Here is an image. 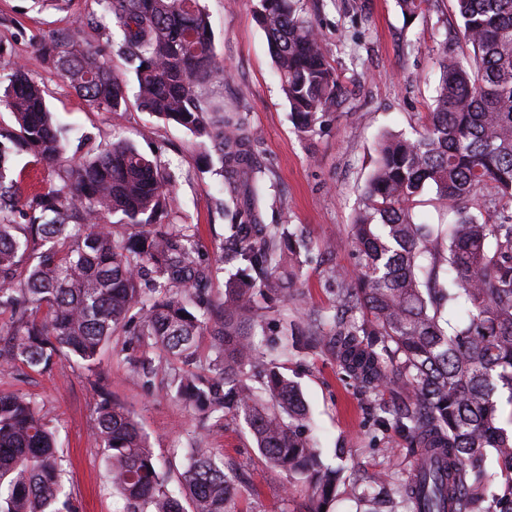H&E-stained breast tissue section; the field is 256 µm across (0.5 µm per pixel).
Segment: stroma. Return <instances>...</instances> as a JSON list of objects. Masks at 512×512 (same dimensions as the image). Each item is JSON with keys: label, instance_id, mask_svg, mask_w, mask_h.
Instances as JSON below:
<instances>
[{"label": "stroma", "instance_id": "obj_1", "mask_svg": "<svg viewBox=\"0 0 512 512\" xmlns=\"http://www.w3.org/2000/svg\"><path fill=\"white\" fill-rule=\"evenodd\" d=\"M200 3L210 16L221 67L219 80L204 92L248 118L257 160L272 187L265 223L288 225L313 246L286 312L289 324L298 325L309 313L335 306L332 268L356 264L339 241L355 218L379 139L387 133L412 134L426 122L440 76V44L460 54L468 48L457 38L459 20L451 0H435L429 15L410 23L395 0H299L348 89L343 107L305 138L280 90L266 35L253 20L257 0ZM61 32L103 44L112 23L98 0H69L60 9L43 0H0V88L8 85L14 67L22 66L48 89L49 105L69 126L71 140L88 136L99 145L122 140L157 156L174 178V223L194 226L205 259L219 269L225 235L219 178L203 163L198 139L134 104L119 117L90 111L38 49ZM330 241L337 244L331 252L324 248ZM225 277L219 269L211 290L214 302L224 299ZM141 354L135 337L122 332L102 349L93 373L73 359L49 372L24 366L0 372V393L32 398L54 428L65 490L79 512H127L94 433L101 393L134 414L170 487H178L188 451L199 440L231 459L244 475L233 512H306L312 499L308 483L286 470L267 468L242 423L204 418L167 394L160 378L148 383L134 375L130 360ZM281 367L302 391L309 433L323 463L344 470L330 512H380V501L362 495L366 482L389 471L396 483H405L417 464V451L405 435L376 424L381 406L406 404V397L389 389L375 397L364 394L329 354L317 349L292 352Z\"/></svg>", "mask_w": 512, "mask_h": 512}]
</instances>
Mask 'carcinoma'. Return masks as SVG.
<instances>
[{
    "label": "carcinoma",
    "instance_id": "carcinoma-1",
    "mask_svg": "<svg viewBox=\"0 0 512 512\" xmlns=\"http://www.w3.org/2000/svg\"><path fill=\"white\" fill-rule=\"evenodd\" d=\"M112 18L126 72L112 68L109 45L63 32L43 46L49 65L90 109H127L125 73L137 105L210 144L223 177L228 220L224 302L207 293L217 269L207 264L190 224L172 222L171 175L134 146L72 143L45 90L21 66L0 95L15 127L0 128V368L49 371L63 357L96 367L103 346L134 324L143 352L158 353L151 374L219 420L247 425L273 469L301 476L313 490L307 512H322L340 474L324 466L305 432L307 408L297 385L255 344L288 355L289 337L330 354L369 395L406 394L382 425L417 448V481L399 489L411 512H512V493L496 496L499 474L512 475V433L500 420V393L512 404V0H452L464 56L442 46L432 112L413 137L381 139L362 207L346 243L356 270L332 272L339 304L309 315L301 332L265 325L281 315L297 279L303 237L266 224L270 193L240 112L224 111L201 88L219 69L200 0H98ZM297 0H258L253 19L266 34L292 121L312 134L347 100L313 22ZM404 18L433 0H396ZM72 151L70 164L60 159ZM26 154L56 176L26 195ZM427 190L451 221L415 214ZM486 213L471 206L479 198ZM118 220L108 224L105 218ZM211 336L200 360L199 338ZM96 434L112 463V485L128 512H185L157 469L147 436L123 405L97 403ZM211 448L190 449L183 472L192 512H230L241 480ZM0 512H74L65 499L55 435L34 402L0 393Z\"/></svg>",
    "mask_w": 512,
    "mask_h": 512
}]
</instances>
